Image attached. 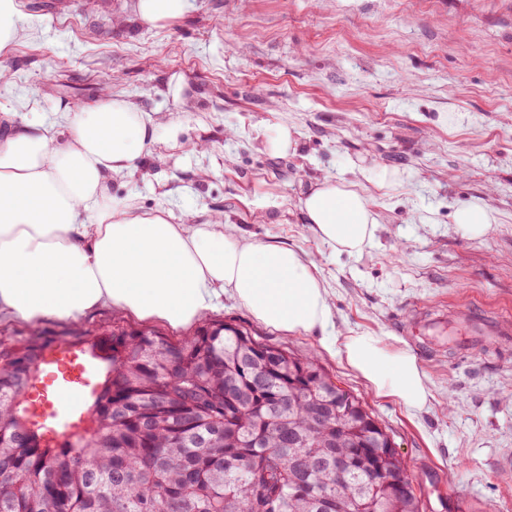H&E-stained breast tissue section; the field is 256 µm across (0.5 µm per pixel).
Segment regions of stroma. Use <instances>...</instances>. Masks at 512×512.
<instances>
[{
  "mask_svg": "<svg viewBox=\"0 0 512 512\" xmlns=\"http://www.w3.org/2000/svg\"><path fill=\"white\" fill-rule=\"evenodd\" d=\"M23 36L0 55V134L18 124L69 128L57 107L93 103L104 87L159 126H181L112 196L173 224L224 219L226 235L295 249L317 266L333 335L400 339L430 381L426 408L407 413L378 396L315 333H282L231 295L206 319L311 354L386 427L426 512H512V341L449 352V312L477 309L512 329V0H189L151 28L136 0H18ZM187 97L168 92L172 76ZM293 127L296 154L264 148ZM206 143L205 152L183 142ZM398 172L387 189L364 183L384 215L362 255H335L304 222L309 183L351 166ZM487 202L499 222L473 238L462 206ZM120 321L177 341L175 329L110 306L36 331L90 334ZM0 324V342L29 336Z\"/></svg>",
  "mask_w": 512,
  "mask_h": 512,
  "instance_id": "stroma-1",
  "label": "stroma"
}]
</instances>
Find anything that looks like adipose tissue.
Masks as SVG:
<instances>
[{"label":"adipose tissue","instance_id":"ef3b65f1","mask_svg":"<svg viewBox=\"0 0 512 512\" xmlns=\"http://www.w3.org/2000/svg\"><path fill=\"white\" fill-rule=\"evenodd\" d=\"M61 112L68 141L52 124L18 125L0 141V321L34 326L110 305L181 327L228 292L268 327L320 333L378 395L411 413L425 407L429 380L415 355L369 333L329 335L330 295L294 249L235 240L219 217L172 224L161 209L113 205V177L138 169L156 144L177 143L179 125L158 128L108 89ZM299 207L340 254H362L382 222L346 178L316 180Z\"/></svg>","mask_w":512,"mask_h":512}]
</instances>
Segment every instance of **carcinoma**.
Masks as SVG:
<instances>
[{
  "mask_svg": "<svg viewBox=\"0 0 512 512\" xmlns=\"http://www.w3.org/2000/svg\"><path fill=\"white\" fill-rule=\"evenodd\" d=\"M82 345L98 394L81 440L22 412L46 356ZM390 434L314 359L210 320L181 340L113 323L0 342V512H422ZM347 460L336 476V459Z\"/></svg>",
  "mask_w": 512,
  "mask_h": 512,
  "instance_id": "cac0c4a2",
  "label": "carcinoma"
}]
</instances>
